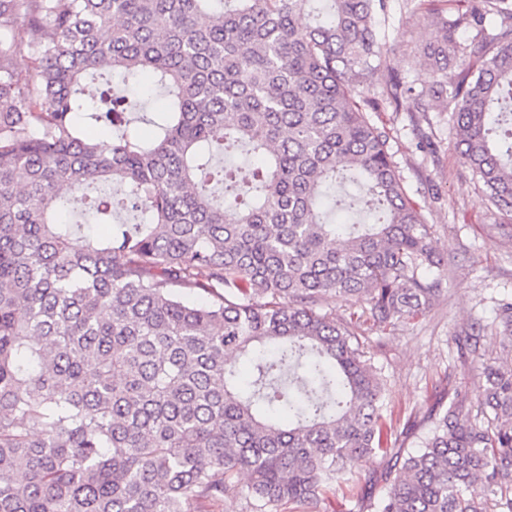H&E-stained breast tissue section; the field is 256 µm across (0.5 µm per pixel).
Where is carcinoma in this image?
Returning a JSON list of instances; mask_svg holds the SVG:
<instances>
[{"mask_svg": "<svg viewBox=\"0 0 512 512\" xmlns=\"http://www.w3.org/2000/svg\"><path fill=\"white\" fill-rule=\"evenodd\" d=\"M465 2L415 99L451 112L512 218V0ZM386 19V0H0V512H219L242 474L250 512H309L370 455L377 512H512V367L482 329L457 343L480 407L455 393L405 454L353 319L323 310L394 325L443 291L368 118L412 93L384 73ZM116 75L164 98L151 137L129 130L140 102L93 93ZM241 149L256 166H216ZM347 182L372 223L331 218ZM81 207L110 233L60 221Z\"/></svg>", "mask_w": 512, "mask_h": 512, "instance_id": "obj_1", "label": "carcinoma"}]
</instances>
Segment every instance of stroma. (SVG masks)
I'll list each match as a JSON object with an SVG mask.
<instances>
[{
    "label": "stroma",
    "mask_w": 512,
    "mask_h": 512,
    "mask_svg": "<svg viewBox=\"0 0 512 512\" xmlns=\"http://www.w3.org/2000/svg\"><path fill=\"white\" fill-rule=\"evenodd\" d=\"M445 0H388L392 21L407 20L400 30L380 27L391 46L388 62L405 86L421 88L427 80L422 52L433 39L434 20ZM370 119L388 137L393 160L409 198L417 202L432 227V245L444 263L431 269L443 292L425 316L393 327L361 321L370 353L387 381L385 416L405 451H416L419 435L403 436L405 424L423 419L444 392H461L471 405L483 399L480 364L460 365L454 338L470 325L480 326L488 356L512 352V341L496 330L497 304L512 298V223L490 208L449 138L450 115L418 112L412 98L402 110L383 105ZM382 465L370 457L359 463L352 482L337 485L317 512H376L359 506L368 476Z\"/></svg>",
    "instance_id": "35a3bbf8"
}]
</instances>
